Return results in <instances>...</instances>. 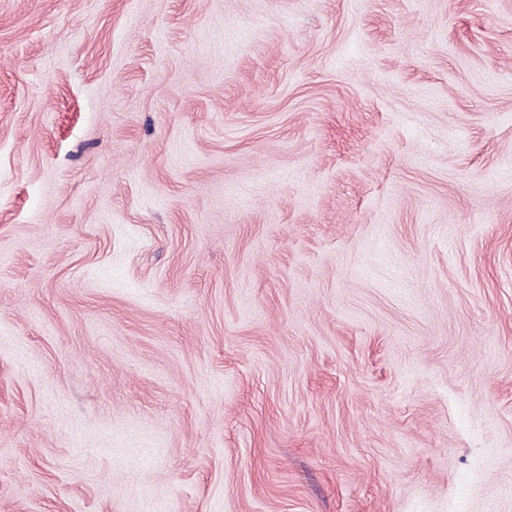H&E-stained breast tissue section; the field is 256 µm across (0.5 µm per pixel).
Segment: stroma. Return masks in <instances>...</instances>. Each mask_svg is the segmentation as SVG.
<instances>
[{"instance_id": "stroma-1", "label": "stroma", "mask_w": 512, "mask_h": 512, "mask_svg": "<svg viewBox=\"0 0 512 512\" xmlns=\"http://www.w3.org/2000/svg\"><path fill=\"white\" fill-rule=\"evenodd\" d=\"M0 512H512V0H0Z\"/></svg>"}]
</instances>
